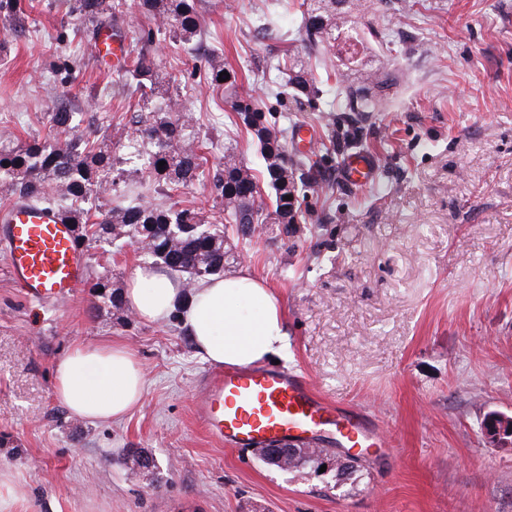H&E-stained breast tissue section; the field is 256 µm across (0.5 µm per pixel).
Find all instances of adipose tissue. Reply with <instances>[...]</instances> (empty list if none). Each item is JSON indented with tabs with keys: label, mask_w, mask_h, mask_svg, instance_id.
<instances>
[{
	"label": "adipose tissue",
	"mask_w": 512,
	"mask_h": 512,
	"mask_svg": "<svg viewBox=\"0 0 512 512\" xmlns=\"http://www.w3.org/2000/svg\"><path fill=\"white\" fill-rule=\"evenodd\" d=\"M123 298L147 322L178 318L203 361L248 366L282 354L287 346L284 314L273 289L250 270L210 277L192 287L163 269H137ZM55 394L71 416L109 423L142 401L145 374L133 348L120 342L73 345L55 367Z\"/></svg>",
	"instance_id": "adipose-tissue-1"
}]
</instances>
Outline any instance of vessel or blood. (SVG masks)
I'll return each mask as SVG.
<instances>
[{"instance_id":"vessel-or-blood-1","label":"vessel or blood","mask_w":512,"mask_h":512,"mask_svg":"<svg viewBox=\"0 0 512 512\" xmlns=\"http://www.w3.org/2000/svg\"><path fill=\"white\" fill-rule=\"evenodd\" d=\"M95 52L109 65L123 57L121 42L98 37ZM377 166L370 154L354 153L343 164L347 183L370 184ZM0 244L9 275L34 301L72 295L85 281L86 261L67 219L51 209L17 201L0 210ZM195 416L208 435L235 448L272 442L309 447L333 438L344 448H382L386 441L354 410L322 396L300 374L274 366L218 367L200 383Z\"/></svg>"}]
</instances>
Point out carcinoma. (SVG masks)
I'll list each match as a JSON object with an SVG mask.
<instances>
[{
    "mask_svg": "<svg viewBox=\"0 0 512 512\" xmlns=\"http://www.w3.org/2000/svg\"><path fill=\"white\" fill-rule=\"evenodd\" d=\"M75 0L76 11L91 23L103 24V17L123 14L126 0ZM351 0H302L305 40L314 48L337 49L348 61L365 50L362 40L352 39L349 30H358ZM137 11L152 18L157 27L183 44L201 34L195 0H133ZM283 68L293 71L288 83L302 95H309L313 69L294 56L284 58ZM230 75L218 81L221 72ZM124 75L134 83V91L146 96L161 84L155 58L139 51ZM335 80L336 105L358 112L375 110L373 87L387 83L380 72L367 73L359 85L346 84L344 73L327 75ZM236 75L224 63V52L217 47L206 58L205 83L209 89H229ZM185 105L169 98L163 112L140 113L131 118L134 125L128 140L129 154L141 161L146 177L130 180L122 190V160L112 151L95 146L79 130V113L60 107L52 116L51 134L43 139L19 144L0 140V193L35 205L56 209L77 227L79 242L93 240L108 246L128 244L151 264L185 278L186 284L224 274V240L229 230L247 236L250 224H296L300 217L299 189L294 172L288 169L286 151L265 112L249 98H241L235 111L246 131L257 140L265 163V177L273 191V210L264 213L256 204L261 188L257 176L245 167L231 148L222 152L215 165L211 189L220 200L224 216L215 224L194 207H174L154 202V195L178 191L193 185L205 175L199 134L185 119ZM164 167H159V162ZM108 198L107 209L97 221L86 225L92 208Z\"/></svg>",
    "mask_w": 512,
    "mask_h": 512,
    "instance_id": "carcinoma-1",
    "label": "carcinoma"
}]
</instances>
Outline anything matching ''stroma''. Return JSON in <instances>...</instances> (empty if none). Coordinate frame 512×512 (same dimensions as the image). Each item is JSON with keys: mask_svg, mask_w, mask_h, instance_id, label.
<instances>
[{"mask_svg": "<svg viewBox=\"0 0 512 512\" xmlns=\"http://www.w3.org/2000/svg\"><path fill=\"white\" fill-rule=\"evenodd\" d=\"M75 0H23L25 29L0 61V135H47L60 105L91 110L94 140L125 156L130 116L117 72L85 49L74 79L56 71L93 27ZM260 0H196L204 32L157 57L199 131L208 160L235 147L258 172L233 98L203 83L206 53L222 47L239 95L290 129L312 127L316 184L298 224L230 237L225 274L249 269L281 299L282 365L329 400L370 416L390 443L363 480L283 471L252 448L219 445L193 405L208 369L177 322L145 323L98 297L122 294L142 261L87 241L85 283L62 301L27 300L0 250V512H512V442L481 424L512 416V0H360L375 29L348 75L387 74L373 112L326 111L334 90L283 95V51L307 57L301 14L258 27ZM374 156L373 184L341 178L347 154ZM119 340L146 374L141 405L107 424L70 416L54 395L55 366L74 343ZM142 450L146 474L126 457ZM483 436L490 442H499L512 437V417L500 413H490L482 427Z\"/></svg>", "mask_w": 512, "mask_h": 512, "instance_id": "stroma-1", "label": "stroma"}]
</instances>
